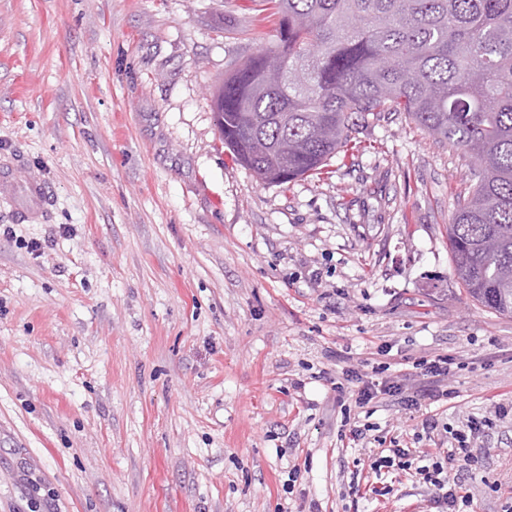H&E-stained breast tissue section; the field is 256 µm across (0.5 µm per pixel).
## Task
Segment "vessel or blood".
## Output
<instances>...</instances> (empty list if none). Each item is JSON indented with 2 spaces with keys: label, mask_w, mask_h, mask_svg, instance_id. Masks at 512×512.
<instances>
[{
  "label": "vessel or blood",
  "mask_w": 512,
  "mask_h": 512,
  "mask_svg": "<svg viewBox=\"0 0 512 512\" xmlns=\"http://www.w3.org/2000/svg\"><path fill=\"white\" fill-rule=\"evenodd\" d=\"M49 186L44 179L17 176L13 165L0 167V203L9 206L19 221L43 224L50 219Z\"/></svg>",
  "instance_id": "b4317fda"
}]
</instances>
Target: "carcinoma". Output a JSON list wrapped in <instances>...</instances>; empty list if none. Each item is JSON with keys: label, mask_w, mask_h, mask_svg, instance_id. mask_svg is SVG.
<instances>
[{"label": "carcinoma", "mask_w": 512, "mask_h": 512, "mask_svg": "<svg viewBox=\"0 0 512 512\" xmlns=\"http://www.w3.org/2000/svg\"><path fill=\"white\" fill-rule=\"evenodd\" d=\"M275 44L234 64L214 95L220 138L261 183L286 185L368 146L403 114L469 154L448 224L453 272L512 316V0H260Z\"/></svg>", "instance_id": "carcinoma-1"}]
</instances>
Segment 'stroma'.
<instances>
[{"label": "stroma", "mask_w": 512, "mask_h": 512, "mask_svg": "<svg viewBox=\"0 0 512 512\" xmlns=\"http://www.w3.org/2000/svg\"><path fill=\"white\" fill-rule=\"evenodd\" d=\"M273 42L253 0H0V156L52 189L47 223L0 207V512H443L371 456L475 417L459 492L512 506V317L448 254L468 156L392 114L368 151L261 184L211 96ZM437 355L443 429L414 440L377 399L373 442L342 446L331 379L410 395Z\"/></svg>", "instance_id": "stroma-1"}]
</instances>
